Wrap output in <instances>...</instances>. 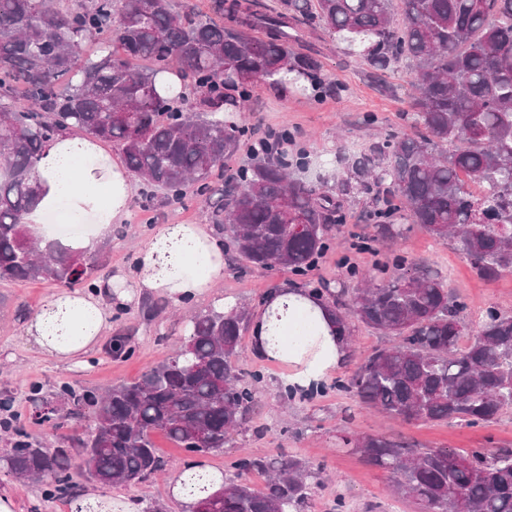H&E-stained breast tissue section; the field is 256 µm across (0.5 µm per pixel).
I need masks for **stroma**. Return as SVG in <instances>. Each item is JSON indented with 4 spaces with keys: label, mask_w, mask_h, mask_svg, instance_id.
I'll return each instance as SVG.
<instances>
[{
    "label": "stroma",
    "mask_w": 512,
    "mask_h": 512,
    "mask_svg": "<svg viewBox=\"0 0 512 512\" xmlns=\"http://www.w3.org/2000/svg\"><path fill=\"white\" fill-rule=\"evenodd\" d=\"M295 50L318 51L323 75L338 80L340 92L319 97L304 91L282 95L262 82L250 100L244 122L258 131L293 128L295 140L288 148L289 154L307 151L319 166V177L344 179L348 171L336 164L337 154L367 152L377 138L401 125L402 114L408 109L405 87L410 70L401 63L386 79H375L362 58L344 53L340 43L322 32L301 35ZM369 112L377 118L371 126L364 121ZM369 208L370 197L363 193L351 194L344 200L346 219L335 226L331 249L307 275L286 269H260L225 257L224 278L212 294L176 308L162 295L142 293L129 307L113 310L106 337L78 361L57 363L48 359L26 334L28 313L57 293V285L44 281L0 282V394L11 397L13 407L23 416V429L33 440L47 448L57 447L64 440L76 439L81 423L67 419L55 424L40 419L30 400L32 386H39L43 394L49 395L60 385L75 381L101 389L134 380L174 353L193 314L222 299L253 311L269 294L283 288L340 282L347 290H355L356 281L341 278L337 261L344 257L359 269L371 271L376 264L399 254L437 271L450 291L466 303L465 321L469 325H476L477 315L489 307L512 313V271L494 283L479 280L468 259L451 241L433 238L421 225H409L397 243L377 244L375 253L353 250L354 238L373 231L366 220ZM201 212L202 205L196 201L183 208L158 202L146 209L139 193H132L127 220L112 225L101 238L109 251L110 276L133 277L134 256L155 229L165 224L201 223ZM347 327L352 344L348 361L313 395L295 397L285 407L280 404L285 367L253 357L251 332L243 330L244 353L239 365L245 372L262 375L254 385L258 405L245 428L232 432L224 449L207 454V461L230 478L234 475L231 463L239 457L283 452L323 469V482L315 487L307 512H333L340 498L345 501L343 512H387L389 503L394 501L400 512H419L413 502L396 498L386 472L369 466L358 454L344 448L340 434L347 431L400 437L421 448H452L460 452L512 447V410L499 416L494 424L466 427L451 421L406 422L365 409L356 395L338 389L336 382L350 377L363 354L389 346L393 339L352 317L348 318ZM114 336L128 337L134 348L131 357L107 354L106 347ZM154 440L169 463L167 472L129 487L110 488L107 494L116 501L134 496L146 504L160 503L162 512H182L169 498L166 487L169 477L177 474L188 456L164 435H155Z\"/></svg>",
    "instance_id": "obj_1"
}]
</instances>
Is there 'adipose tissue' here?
<instances>
[{"label":"adipose tissue","instance_id":"1","mask_svg":"<svg viewBox=\"0 0 512 512\" xmlns=\"http://www.w3.org/2000/svg\"><path fill=\"white\" fill-rule=\"evenodd\" d=\"M43 196L26 217L40 225L49 212L67 205L71 215L100 229L122 223L131 195L126 170L89 138L58 135L37 164ZM134 284L116 277L93 291L51 295L30 318L26 332L40 352L57 360L82 357L103 337L113 305L133 303L142 292L174 304L195 300L224 276L221 241L200 224H167L135 257ZM251 350L258 359L288 367L285 387L307 391L340 368L349 347L335 309L301 288L268 298L251 325ZM224 486L222 471L197 459L169 484L171 497L192 512L202 492Z\"/></svg>","mask_w":512,"mask_h":512}]
</instances>
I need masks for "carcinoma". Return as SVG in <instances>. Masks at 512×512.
I'll list each match as a JSON object with an SVG mask.
<instances>
[{"label": "carcinoma", "instance_id": "1", "mask_svg": "<svg viewBox=\"0 0 512 512\" xmlns=\"http://www.w3.org/2000/svg\"><path fill=\"white\" fill-rule=\"evenodd\" d=\"M176 0H0V281H49L73 290L104 277V251L42 248L25 223L37 199L36 166L55 136L82 132L118 145L142 185V206L160 190L184 204L195 196L205 220L229 232L234 251L263 268L303 274L343 223L342 200L370 195L375 238L396 242L420 224L454 241L476 277L512 269V0H208L211 16L176 11ZM260 29L263 37L251 32ZM303 29L362 45L378 74L411 67L412 132L393 131L348 160L350 177L312 185L297 175L303 152L286 160V126L247 149L225 175L249 128L236 121L253 88L283 92L301 77L328 89L311 54L291 49ZM96 42L83 56L86 43ZM174 71L195 96L186 109L157 87ZM487 192L473 196L462 177ZM296 216L302 229L288 228ZM364 287L351 302L326 284L338 311L396 337L365 355L337 386L404 421L490 423L512 407V314L484 310L465 348L466 304L440 276L401 255L377 274L351 268ZM247 314L212 306L189 320L166 361L105 393L64 384L56 404L87 419L80 439L90 479L135 485L166 469L153 437L187 453L220 451L243 427L255 391L237 367ZM348 449L388 472L397 495L421 512H512V448L421 449L397 438L345 433ZM0 468L12 478L47 479L45 501L70 488L66 449L48 451L13 429ZM221 512H302L322 469L285 453L233 461ZM268 477L263 490L247 475Z\"/></svg>", "mask_w": 512, "mask_h": 512}]
</instances>
